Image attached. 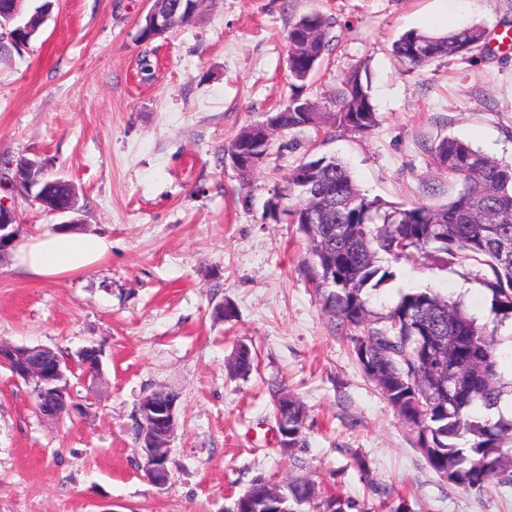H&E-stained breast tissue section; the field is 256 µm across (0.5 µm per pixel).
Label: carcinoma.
Returning <instances> with one entry per match:
<instances>
[{
    "instance_id": "carcinoma-1",
    "label": "carcinoma",
    "mask_w": 512,
    "mask_h": 512,
    "mask_svg": "<svg viewBox=\"0 0 512 512\" xmlns=\"http://www.w3.org/2000/svg\"><path fill=\"white\" fill-rule=\"evenodd\" d=\"M331 18L312 13L288 30V69L294 80L288 103L279 109V132L329 124L368 135L378 125L369 81L359 65L346 74L329 105L310 104L303 89L333 51ZM27 35L0 31V54ZM485 40L483 28L467 26L446 36L416 30L402 33L391 46L401 64L423 67L442 57L474 56ZM255 125L243 128L224 154L270 143L256 142ZM436 168L461 183L444 203H392L369 198L356 184L351 168L336 157L300 162L289 170L280 201L296 202L268 218L297 216L299 233L308 241L303 273L319 296L322 310L339 326L356 333L354 353L365 376L417 436L428 465L448 482L481 491L496 482H512V418L495 421L483 411L512 395L501 349L485 326L459 299L429 289L400 295L385 312L370 308V291L394 277L389 263L435 259L446 265L473 261L483 267L478 279L491 291L492 311L500 322L512 319V164L502 163L454 136L427 148ZM237 351V374L254 365L251 348ZM288 394V409L282 395ZM273 416L288 420V451L301 447L306 409L284 384L274 390ZM349 506L332 498L305 476L288 479L281 507L286 512H328Z\"/></svg>"
}]
</instances>
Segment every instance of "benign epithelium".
Here are the masks:
<instances>
[{"label": "benign epithelium", "instance_id": "obj_1", "mask_svg": "<svg viewBox=\"0 0 512 512\" xmlns=\"http://www.w3.org/2000/svg\"><path fill=\"white\" fill-rule=\"evenodd\" d=\"M150 2L152 7L146 17L145 28L148 39L152 40L169 33L173 13L167 3ZM8 169L12 171L8 185L25 193L37 185L47 172L43 162L26 157L9 163ZM77 199L76 190L73 189L71 197L53 203L49 210L62 216L78 213ZM15 222V210L0 200V253L16 240ZM0 366L9 368L17 380L33 382L51 392L54 405L39 409L43 417L59 420L66 415L82 413V405L72 400L67 384V373L75 372L79 368L78 362L67 358L53 359L42 353L39 347L19 346L1 340ZM177 400V395L172 392L158 391L155 396L142 401L137 410V419L142 424L140 442L143 470L147 480L156 487L166 486L170 479L171 443L178 427Z\"/></svg>", "mask_w": 512, "mask_h": 512}]
</instances>
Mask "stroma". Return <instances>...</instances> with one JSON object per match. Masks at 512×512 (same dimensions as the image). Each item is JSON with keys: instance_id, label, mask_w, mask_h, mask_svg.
I'll use <instances>...</instances> for the list:
<instances>
[{"instance_id": "obj_1", "label": "stroma", "mask_w": 512, "mask_h": 512, "mask_svg": "<svg viewBox=\"0 0 512 512\" xmlns=\"http://www.w3.org/2000/svg\"><path fill=\"white\" fill-rule=\"evenodd\" d=\"M148 0H54L28 44L0 61V161L45 162L76 189L79 229L108 235L95 268L32 280L0 259V339L63 354L95 343L103 378H71L87 415L41 419L31 388L0 367V512H235L259 476L304 475L349 501L347 512H512V484L467 491L427 464L416 435L364 375L351 334L326 315L300 272L308 245L296 225L264 216L275 183L307 154L346 161L363 193L439 201L459 184L427 148L453 135L512 162V0H214L179 31L143 41ZM335 20L334 49L304 90L323 105L364 64L379 124L366 136L301 128L273 136L250 178L224 146L288 100L286 35L313 12ZM481 26L472 59L399 64L391 44L414 29L442 35ZM153 74L141 80L139 60ZM251 196L244 204L243 196ZM18 240L62 228L61 216L0 185ZM374 311L432 289L480 315L490 291L476 264H393ZM231 302L234 318L214 307ZM253 371L232 375L237 343ZM307 409L304 445L281 453L273 384ZM179 396L167 487L149 483L137 452L141 398Z\"/></svg>"}]
</instances>
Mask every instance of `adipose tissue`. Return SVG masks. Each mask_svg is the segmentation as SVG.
<instances>
[{
    "label": "adipose tissue",
    "instance_id": "ef3b65f1",
    "mask_svg": "<svg viewBox=\"0 0 512 512\" xmlns=\"http://www.w3.org/2000/svg\"><path fill=\"white\" fill-rule=\"evenodd\" d=\"M111 249V239L99 232H46L11 248V267L28 278L58 280L93 268Z\"/></svg>",
    "mask_w": 512,
    "mask_h": 512
}]
</instances>
